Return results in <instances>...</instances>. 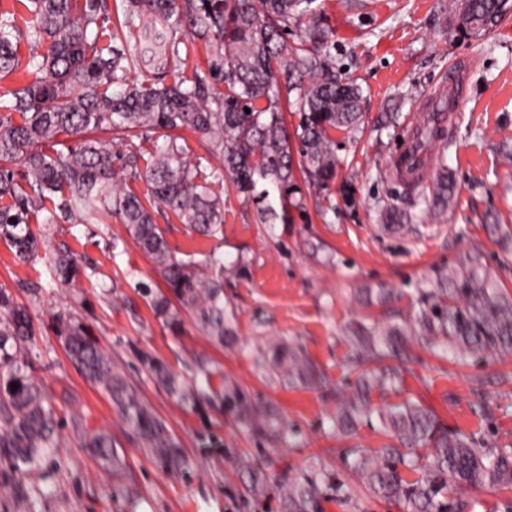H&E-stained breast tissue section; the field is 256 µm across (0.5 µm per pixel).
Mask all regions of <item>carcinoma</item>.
Here are the masks:
<instances>
[{
	"mask_svg": "<svg viewBox=\"0 0 512 512\" xmlns=\"http://www.w3.org/2000/svg\"><path fill=\"white\" fill-rule=\"evenodd\" d=\"M124 27L134 30L133 51L99 45L91 36L98 27L99 0H29L31 19L25 28L15 13L0 12V73L19 67L15 40L25 36L47 44L26 64L33 80L11 92L0 105V239L22 262L40 258V240L30 218L45 224H95L113 213L154 263L165 290L154 294L152 308L164 326L177 334L183 315L220 347L233 346L237 336L224 308V259L211 255L205 266L178 258L170 249L157 217L171 213L192 232L206 238L223 234L224 201L213 185L229 174L244 198L258 205L262 224L290 221L301 209L297 176L309 189H325L336 178V138L351 137L362 123L361 88L336 72L335 32L315 0H128ZM460 32L475 40L493 33L512 17V0H451ZM209 42L208 71L167 85L162 81L189 36ZM294 36L288 43V36ZM146 70L155 81H135L129 73ZM224 90L210 89L211 80ZM120 90H112V86ZM298 118L293 130L283 112ZM195 133L221 167L207 172L200 159L190 160L178 132ZM163 133L164 143L140 168L141 154L133 139ZM60 135L75 139L68 153L50 155L42 145ZM126 152L112 153L113 142ZM21 164L17 174L10 166ZM142 180L146 192L128 187ZM277 191L280 210L264 204ZM453 182L441 176L423 198V211L447 210ZM52 277L63 285L82 274L69 251L48 260ZM404 322H358L348 329L353 359L364 367L351 394L340 400L336 428L349 434L368 415L371 394L398 380L397 370L378 365L392 358L407 361L412 347L427 345L442 357L476 353H512V294L501 288L478 251L450 268H439ZM395 294L389 288H368L363 302L378 306ZM57 335L72 364L105 394L122 424L143 451L164 472L182 473L185 462L178 440L156 416L137 388L112 361L99 340L61 314ZM37 329L24 306L0 289V468L14 500L28 499V477L49 466L58 446L60 420L45 406L46 397L28 373L27 347ZM142 368L180 403L217 400L238 421L261 437L286 434L274 407L258 408L236 386L221 383L208 395L191 378L173 371L147 353ZM272 369L288 381L320 387L324 374L302 351L276 344ZM18 384L12 390L11 384ZM382 428L394 443L372 453L352 448L348 466L361 473L375 498L403 512H471L462 497L467 487L512 490V448H479L470 435L451 429L428 408L410 400L379 412ZM83 446L112 471L122 466L112 436L82 433ZM426 455H421V451ZM426 458L423 464L417 460ZM343 485L327 474L301 475L284 482L279 495L285 512H324L328 495Z\"/></svg>",
	"mask_w": 512,
	"mask_h": 512,
	"instance_id": "1",
	"label": "carcinoma"
}]
</instances>
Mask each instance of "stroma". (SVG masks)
Wrapping results in <instances>:
<instances>
[{
    "mask_svg": "<svg viewBox=\"0 0 512 512\" xmlns=\"http://www.w3.org/2000/svg\"><path fill=\"white\" fill-rule=\"evenodd\" d=\"M336 31V66L361 86L364 123L337 153L338 176L328 188L305 191L304 207L287 224H260L256 207L231 181L217 185L224 201L222 237L190 233L176 218L163 221L177 257L201 262L209 254L242 274H225L224 306L239 336L234 348L212 344L192 320L180 334L156 318L139 283L157 282L153 262L120 219L96 224H34L43 257L20 262L0 242V288L24 305L39 329L30 373L62 422L51 466L29 480L32 499L14 504L0 483V512H280L278 488L286 477L327 473L345 494L324 512H400L369 494L346 466L348 449L374 450L388 438L376 413L349 437L338 435L336 407L359 372L349 362V325L407 317L433 269L458 264L478 249L512 293V249L486 226L512 233V19L487 42L460 33L448 0H317ZM466 71L468 95L455 114L447 148L432 146L441 162L432 176L449 173L453 197L441 217H425L428 186L411 190L391 179L387 163L406 127L419 121L422 100L449 65ZM411 215L399 231L384 228L387 206ZM69 249L82 264L72 285L53 280L44 258ZM40 284L31 296V284ZM383 286L399 292L391 305L368 307L361 291ZM77 316L138 385L143 397L179 439L186 472L158 469L126 435L111 402L70 362L53 318ZM301 346L327 376L323 387L289 384L269 367L272 346ZM146 352L190 376L205 354L213 368L260 407L281 412L286 436L262 438L243 428L219 403L181 404L139 368ZM407 399L432 408L449 426L478 432L485 447L512 445V353L455 360L413 347L399 367L395 390L373 396L374 406ZM104 431L119 442L123 461L112 471L84 448L76 426ZM264 484L253 489L250 470Z\"/></svg>",
    "mask_w": 512,
    "mask_h": 512,
    "instance_id": "stroma-1",
    "label": "stroma"
}]
</instances>
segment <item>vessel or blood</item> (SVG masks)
<instances>
[{"label":"vessel or blood","instance_id":"vessel-or-blood-1","mask_svg":"<svg viewBox=\"0 0 512 512\" xmlns=\"http://www.w3.org/2000/svg\"><path fill=\"white\" fill-rule=\"evenodd\" d=\"M466 96V84L456 69H449L440 87L423 103L425 110L421 123L411 125L404 133L401 146L391 155L388 170L391 177L408 188L421 186L429 167L420 159V144L427 129L436 127L450 131L454 112Z\"/></svg>","mask_w":512,"mask_h":512}]
</instances>
